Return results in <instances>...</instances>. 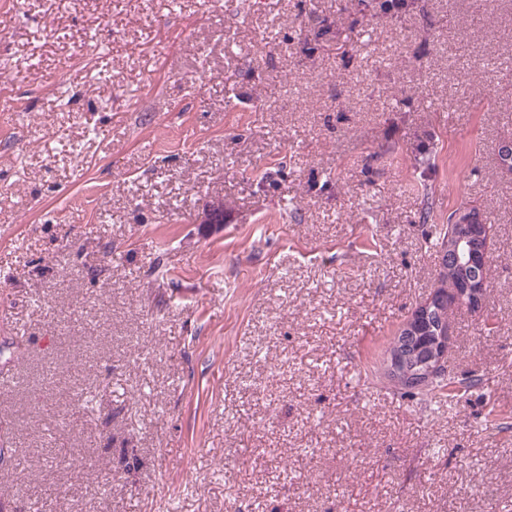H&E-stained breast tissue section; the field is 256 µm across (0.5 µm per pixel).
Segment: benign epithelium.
Returning <instances> with one entry per match:
<instances>
[{
    "label": "benign epithelium",
    "mask_w": 512,
    "mask_h": 512,
    "mask_svg": "<svg viewBox=\"0 0 512 512\" xmlns=\"http://www.w3.org/2000/svg\"><path fill=\"white\" fill-rule=\"evenodd\" d=\"M471 218V223L451 226L445 245L437 254V271L444 273L459 267L466 269L475 264L481 268L482 274L463 283L448 281V298L456 305L462 304L477 312L481 309L478 299L488 288L489 235L488 226L482 223L480 217L473 214ZM404 330L405 335L397 342L386 364V373L391 378L422 388L448 373V329L440 328V336L432 354L412 365L405 362L402 354L413 332L412 321L405 323Z\"/></svg>",
    "instance_id": "obj_1"
}]
</instances>
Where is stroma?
Masks as SVG:
<instances>
[{"label":"stroma","mask_w":512,"mask_h":512,"mask_svg":"<svg viewBox=\"0 0 512 512\" xmlns=\"http://www.w3.org/2000/svg\"><path fill=\"white\" fill-rule=\"evenodd\" d=\"M379 3L0 0V512H512V0ZM473 222L452 224L453 215L449 217L448 227L444 229L441 246L445 238L443 249L437 254V273L462 267L464 269L478 265L481 268L482 275L478 274L473 279H467L464 283L465 293L460 294L461 282L448 280L447 298H453L454 305L463 304L469 306L472 311L477 312L481 309L480 296L488 288L487 267L489 263V235L487 224H480L482 220L470 211ZM449 225L451 229L448 234ZM471 294L473 301L469 304L464 300V296ZM476 300L478 302L476 303ZM462 305V306H463ZM451 308L443 307L442 312L440 314H436L434 318L430 320V323H424L418 328L419 334L414 337L411 341L412 349L416 350L417 348H428L432 346L435 342L437 336V328L441 322L448 323V311ZM404 330L405 335L401 336L402 339L400 341L396 339L397 346L387 361L386 373L394 380L412 384L417 388L434 383L440 376L447 374L448 329L443 328L442 324L439 329L440 336H438L437 345L432 354L428 358L412 365H408L405 362L404 355L402 354L403 348L406 346L405 343L411 338L410 334L413 332L412 319L405 323ZM398 384L404 389L413 388L407 384ZM435 384L436 386L431 385L433 387L430 390L438 388L442 392L448 391V396L467 387L463 382H456L451 378L448 379V377H441Z\"/></svg>","instance_id":"35a3bbf8"}]
</instances>
